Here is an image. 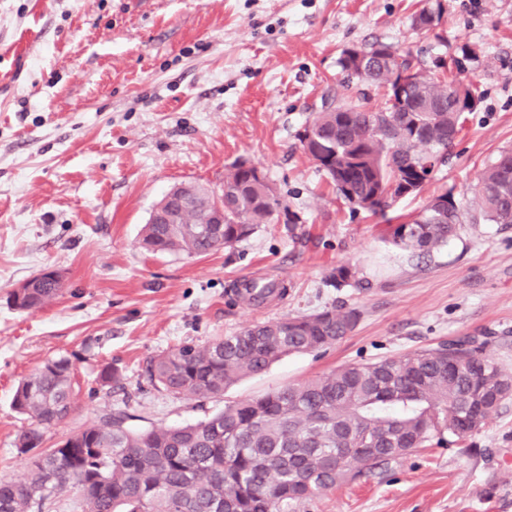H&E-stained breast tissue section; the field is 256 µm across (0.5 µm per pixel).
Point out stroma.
Returning <instances> with one entry per match:
<instances>
[{
    "instance_id": "1",
    "label": "stroma",
    "mask_w": 512,
    "mask_h": 512,
    "mask_svg": "<svg viewBox=\"0 0 512 512\" xmlns=\"http://www.w3.org/2000/svg\"><path fill=\"white\" fill-rule=\"evenodd\" d=\"M425 8L438 11L427 33L413 24ZM377 42L426 62L472 50L462 79L481 95L431 180L382 215L339 199L299 140L324 99L384 107L382 92L339 65L343 50ZM508 148L512 0H0V477L31 463L15 448L29 420L14 392L58 356L73 364L76 406L45 433L47 448L113 410L135 429L193 424L339 365L459 336L490 334L488 354L512 373V225L463 224L428 257L388 235L438 195L471 201L480 172ZM241 159L283 205L271 223L205 256L139 247L172 186L223 196ZM341 265L356 283H330ZM46 269L61 274V294L35 311L11 308L8 293ZM248 280L287 294L232 300ZM332 307L360 314L341 343L282 357L223 396L188 400L147 378L148 362L176 346ZM107 368L121 376L109 393ZM293 512H512V403L477 434Z\"/></svg>"
}]
</instances>
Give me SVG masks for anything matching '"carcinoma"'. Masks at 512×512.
I'll list each match as a JSON object with an SVG mask.
<instances>
[{
	"label": "carcinoma",
	"instance_id": "obj_1",
	"mask_svg": "<svg viewBox=\"0 0 512 512\" xmlns=\"http://www.w3.org/2000/svg\"><path fill=\"white\" fill-rule=\"evenodd\" d=\"M470 56L464 49L460 59L420 67L404 90L407 110L397 115L351 103L316 113L304 128L312 138L300 142L308 157L328 161L323 171L345 201L355 197L358 207L380 213L431 179L457 136L461 114L479 99L473 83L444 80L446 73H462ZM410 57L407 50L395 59L391 46L374 43L343 51L339 65L391 96L397 94V70L410 66ZM446 199L424 207L410 223L390 226V241L429 256L465 222L512 224V150L501 151L481 172L473 207ZM279 207L266 179H249L237 162L224 176V225L203 223L202 207L194 206L175 213L171 224H145L141 245L190 257L232 249ZM355 277L343 265L330 282L337 287ZM61 290L62 283L42 279L13 289L8 300L28 311ZM285 293L275 283L247 282L240 296L255 305ZM358 320L354 309L333 308L251 322L230 336L183 344L152 359L148 378L177 397L219 396L284 356L336 346ZM488 344L486 336H463L436 348L341 365L228 403L182 427L134 430L125 425V412L111 413L41 451L24 477L0 478V512H43L54 501L41 497L51 476L55 494L77 491L82 512H288L420 448L480 432L512 400V374L487 354ZM75 399L72 364L64 356L24 379L13 407L31 424L17 435L18 452L39 447L44 431L68 418Z\"/></svg>",
	"mask_w": 512,
	"mask_h": 512
}]
</instances>
